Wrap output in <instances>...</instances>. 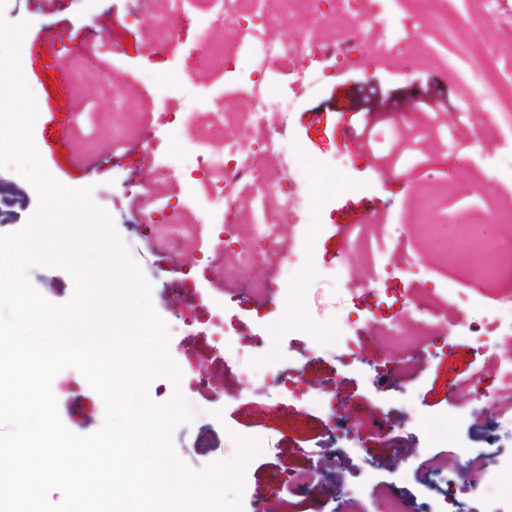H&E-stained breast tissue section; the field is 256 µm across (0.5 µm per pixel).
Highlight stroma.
Here are the masks:
<instances>
[{"label":"stroma","mask_w":512,"mask_h":512,"mask_svg":"<svg viewBox=\"0 0 512 512\" xmlns=\"http://www.w3.org/2000/svg\"><path fill=\"white\" fill-rule=\"evenodd\" d=\"M435 7L420 16L413 0H345L339 21L315 29L304 87L289 65L266 74L273 89L292 96L285 126L226 127L228 143L279 137L285 154L276 166L300 156L297 177L308 187L293 223L269 200L237 212L241 224L283 225L298 254L284 271L262 262L242 270L245 278L272 279L259 301L234 298L237 280L216 272L210 257L224 210L196 176L219 138L209 120L214 104L246 110L257 63L244 51L230 73L208 62L207 43L229 40L209 0H189L174 15L161 0H7L0 11L7 22L27 25L19 66L34 97L31 136L43 167L65 187H91L151 284L149 302L167 326L180 379L157 377L147 393L159 405L178 393L187 402L190 418L171 434L178 459L199 472L235 457L234 435L262 442L245 471L242 512H336L335 485L321 469L336 458L342 477L358 488L353 512H384L401 489L420 494L408 477L433 454L447 455L462 481L471 458L483 454L480 480L463 496L469 506L480 507L490 486L512 494V434L496 426L498 402L462 390L488 366L478 339L495 337L493 309L483 284L467 273L469 247L442 252L421 229L429 219L447 236L461 226L476 241L512 234L502 216L512 198L497 187L494 167L507 129L492 111L493 94L478 91L471 60L452 51L453 40L466 38L475 0H437ZM350 21L361 22L364 48L345 62L336 51ZM163 22L177 35L168 47L154 41ZM75 63L89 73L87 83H76ZM429 86L446 97L437 117L379 115L366 152L345 137L359 89L400 100ZM118 107L130 109L131 124L158 135L155 151L134 134L113 143ZM428 124L433 130L415 152L380 170L376 159L392 149L396 130ZM163 163L175 176L158 178ZM145 184L154 188V203L139 196ZM0 199V233L22 229L38 207L35 190L12 166L0 169ZM148 214L200 225L201 233L195 242L160 248L141 224ZM385 270L406 286L400 332L447 337L443 352H391L386 322L363 303L382 291ZM28 278L56 304L73 291L60 267L31 268ZM217 313L232 338L225 350L216 346ZM275 321L284 324L281 373L258 364L250 383H241L234 362L243 354L257 359ZM51 390L66 428L80 435L100 429L105 404L77 368L60 371ZM337 429L350 433L340 453L327 445Z\"/></svg>","instance_id":"obj_1"}]
</instances>
